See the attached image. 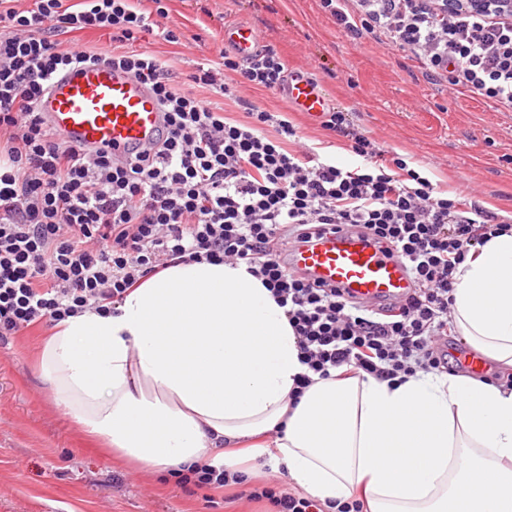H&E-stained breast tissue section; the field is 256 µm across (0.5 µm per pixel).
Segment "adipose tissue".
<instances>
[{
  "mask_svg": "<svg viewBox=\"0 0 512 512\" xmlns=\"http://www.w3.org/2000/svg\"><path fill=\"white\" fill-rule=\"evenodd\" d=\"M463 341L512 367V231L455 274ZM284 307L245 265L185 262L140 280L114 312L66 318L39 374L87 432L168 479L234 473L267 453L320 501L366 512H512V388L416 372L315 381L301 371Z\"/></svg>",
  "mask_w": 512,
  "mask_h": 512,
  "instance_id": "obj_1",
  "label": "adipose tissue"
}]
</instances>
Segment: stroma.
<instances>
[{"label":"stroma","instance_id":"35a3bbf8","mask_svg":"<svg viewBox=\"0 0 512 512\" xmlns=\"http://www.w3.org/2000/svg\"><path fill=\"white\" fill-rule=\"evenodd\" d=\"M169 20L200 38L188 51L146 36L142 44L178 77L214 58L223 22H246L273 44L293 72L314 73L350 124L391 152L413 155L439 190L472 192L483 208L512 218V112L469 92L442 91L416 61L372 38L352 39L320 0H167ZM253 101L286 112L308 146L353 161L345 138L264 90ZM49 327L0 337V512H274L242 486L199 489L137 472L102 448L55 405L37 370Z\"/></svg>","mask_w":512,"mask_h":512}]
</instances>
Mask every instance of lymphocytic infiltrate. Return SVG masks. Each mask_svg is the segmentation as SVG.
Returning <instances> with one entry per match:
<instances>
[{"instance_id":"lymphocytic-infiltrate-1","label":"lymphocytic infiltrate","mask_w":512,"mask_h":512,"mask_svg":"<svg viewBox=\"0 0 512 512\" xmlns=\"http://www.w3.org/2000/svg\"><path fill=\"white\" fill-rule=\"evenodd\" d=\"M320 2L352 38L371 36L418 60L427 79L512 112V14L452 12L448 0ZM152 3L34 0L23 8L0 0V335L111 311L142 278L206 259L245 264L285 308L304 367L297 391L344 366L391 384L419 371L450 372L436 339L455 331V271L512 223L437 190L405 157L350 128L338 108L321 125L347 138L355 164L290 149L295 125L249 99L287 82L288 65L272 45L248 60L219 51L197 64L189 87L176 86L161 59L135 44L144 33L188 49L197 40L169 24L163 0ZM83 30L108 35L111 53L62 45L61 35ZM101 60L135 73L165 107L167 133L154 152L115 159L67 146L43 120L39 105L53 78ZM218 95L243 107L246 121H229ZM337 224L363 225L393 245L416 293L378 311L292 276L281 258L290 237ZM249 497L276 512L364 508L347 499L330 511L267 485Z\"/></svg>"}]
</instances>
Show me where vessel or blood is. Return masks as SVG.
Listing matches in <instances>:
<instances>
[{
	"mask_svg": "<svg viewBox=\"0 0 512 512\" xmlns=\"http://www.w3.org/2000/svg\"><path fill=\"white\" fill-rule=\"evenodd\" d=\"M223 38L242 59L259 49V34L246 23L225 24ZM285 95L297 111L314 118L330 104L322 81L299 75L290 76ZM41 111L61 143L119 155L154 147L165 133L163 110L152 91L107 61L57 76ZM286 265L309 283L338 289L344 298L376 308L395 305L415 289L405 260L350 224L293 245Z\"/></svg>",
	"mask_w": 512,
	"mask_h": 512,
	"instance_id": "1",
	"label": "vessel or blood"
}]
</instances>
